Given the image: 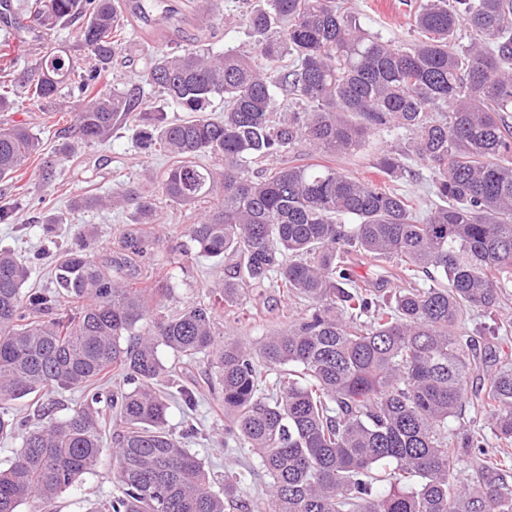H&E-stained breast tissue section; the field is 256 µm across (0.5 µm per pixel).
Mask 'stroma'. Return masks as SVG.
Here are the masks:
<instances>
[{"label": "stroma", "instance_id": "35a3bbf8", "mask_svg": "<svg viewBox=\"0 0 512 512\" xmlns=\"http://www.w3.org/2000/svg\"><path fill=\"white\" fill-rule=\"evenodd\" d=\"M16 5L14 23L0 20V45L8 44L13 53L11 59L27 64L40 57L46 47L62 46L74 55H81L76 25L60 27L52 31L22 33V26L29 20L22 10L23 0H11ZM252 0H207L204 21L186 26L184 38H201L216 49L234 48L244 53H253L254 47L245 28L226 27L225 19L239 18ZM421 0H344L361 24L384 39L402 43L412 35L414 12ZM128 48L122 51L112 72L109 83L125 85L136 82L137 72L144 51L162 52L167 48L164 41L144 43L139 32L129 33ZM67 106L55 117H48L30 106L26 100H18L13 109L0 112L1 124H21L39 133L47 152H54L59 141L54 132L56 126L72 124L74 110L82 97L77 86L65 87L62 91ZM135 125L123 123L104 144L80 146L76 155L65 160L62 173L53 184L40 185L34 174L28 173L21 180L0 182V193L11 196L24 192L25 197L17 210V219L12 224H0V248L15 250L23 262L34 265L35 271L28 282L29 287L49 286L46 261L40 260L39 252L49 243L66 247L75 239L79 225H94L98 233V244L117 248L120 230L130 221L128 211L101 209L81 212L72 209V199L79 195H107L118 190L122 183L131 181L140 184L152 196L155 203V224L151 230L161 237L160 245L154 246L151 266H160L169 273L173 290L165 303L166 311L172 312L204 298L209 286L223 283V262L194 253V244L187 235V227L196 223L198 210L172 202L158 187L157 182L146 181L143 173L152 170L161 173L167 165L166 156L158 151L145 153L133 145ZM407 140L404 131H384L369 136L355 152L337 156L338 169L355 177H372L374 163L381 151L390 145L403 146ZM53 216V229H46L43 221ZM240 305L230 312H220L216 319L218 337H247L258 339L284 323L283 310L298 314L305 310V301L291 302L270 288H259L243 283ZM165 365L175 366L173 377H160L158 389H167L170 382L192 390L196 399L194 410H187L183 402L171 400L167 412V427L174 435L188 427H196L198 433L188 441V448L204 462L216 482L235 475L242 476L238 488V500L242 512H263L267 506L265 496L266 478L254 454L247 448H228L224 445V408L221 393L214 387L215 372L204 355L194 359L176 360L169 351H162ZM81 401L80 392L54 390L36 397L14 401V411L26 416L31 425L42 422L43 411L63 417L71 413ZM117 484L112 477V452L104 450L95 473L83 475L51 505V512H87L91 503L115 494Z\"/></svg>", "mask_w": 512, "mask_h": 512}]
</instances>
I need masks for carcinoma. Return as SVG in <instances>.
Wrapping results in <instances>:
<instances>
[{"instance_id":"1","label":"carcinoma","mask_w":512,"mask_h":512,"mask_svg":"<svg viewBox=\"0 0 512 512\" xmlns=\"http://www.w3.org/2000/svg\"><path fill=\"white\" fill-rule=\"evenodd\" d=\"M35 28L80 22L79 64L51 47L18 77L0 68V112L24 97L61 110L71 81L83 97L76 139L58 157L23 125L0 127V181L35 160L44 186L81 144L105 143L135 115L137 147L171 164L158 184L184 206L208 202L188 226L199 252L225 262L212 296L154 315L168 280L139 287L156 237L152 197L134 183L77 196V210L122 206L132 221L119 246L95 253L96 231L55 256L53 287L27 292L28 265L0 249V439L21 446L0 468V512L51 505L103 452L105 404L122 430L111 437L119 494L89 512H225L240 478L216 488L204 464L166 430L172 394L154 381L164 347L213 356L224 399V447L251 448L267 481V512H512V366H495L475 393L494 442L448 420L470 403L479 338L508 332L494 320L512 288V0H425L419 38L396 45L365 29L339 0H258L242 18L258 67L233 49L180 42L191 5L159 0H26ZM136 23L173 36L147 55L144 81L163 105L141 107L140 88L102 82ZM224 113L211 117L216 100ZM175 106L190 117L172 122ZM403 129L402 149L378 158L379 182L334 167L286 163L354 151L376 132ZM209 156L212 166L200 163ZM283 166L266 177L254 166ZM414 160L431 173L441 204L420 214L387 185ZM19 199L0 195V224ZM393 264L409 287L355 278L348 257ZM425 274L430 284L418 283ZM268 284L308 309L259 342L216 340L219 304H239V283ZM480 312L492 319L467 326ZM117 372L128 388L98 384ZM265 385V392L259 386ZM54 389L84 392L65 417L27 427L10 403Z\"/></svg>"}]
</instances>
